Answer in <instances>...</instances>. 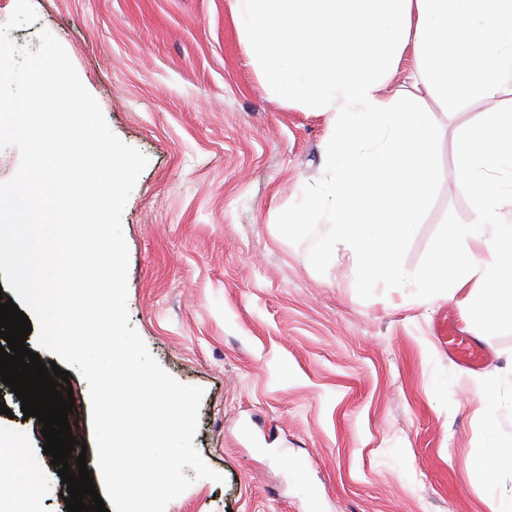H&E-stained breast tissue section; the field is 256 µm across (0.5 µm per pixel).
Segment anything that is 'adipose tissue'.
<instances>
[{
  "instance_id": "ef3b65f1",
  "label": "adipose tissue",
  "mask_w": 512,
  "mask_h": 512,
  "mask_svg": "<svg viewBox=\"0 0 512 512\" xmlns=\"http://www.w3.org/2000/svg\"><path fill=\"white\" fill-rule=\"evenodd\" d=\"M245 55L281 100L329 115L325 178L288 218L327 224L316 252L350 245L360 287L400 283L418 297L457 301L467 317L512 324V108L483 113L456 144L473 220L453 225L427 269L399 261L438 177L442 131L423 96L454 109L512 84V0H230ZM414 67L390 85L404 56ZM484 448L474 467L492 512H512V437L498 418L512 387L484 382Z\"/></svg>"
}]
</instances>
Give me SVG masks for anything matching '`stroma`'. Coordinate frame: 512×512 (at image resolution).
Wrapping results in <instances>:
<instances>
[{"label": "stroma", "instance_id": "stroma-1", "mask_svg": "<svg viewBox=\"0 0 512 512\" xmlns=\"http://www.w3.org/2000/svg\"><path fill=\"white\" fill-rule=\"evenodd\" d=\"M12 29L38 49H65L113 131L147 156L122 214L127 310L152 357L203 388L194 444L223 482L196 478L166 512H491L472 469L486 421L475 378L512 385V330L459 323L486 363L462 366L438 332L457 304L397 284L362 288L345 245L313 258L327 225L289 233L303 191L323 179L329 117L274 97L249 65L229 0H32ZM506 95L443 111L439 173L399 259L423 271L453 224L473 219L455 166L456 139ZM452 384L434 393L431 378ZM72 435L96 464L88 386L71 370ZM0 483L37 512H66L42 425L0 383Z\"/></svg>", "mask_w": 512, "mask_h": 512}]
</instances>
